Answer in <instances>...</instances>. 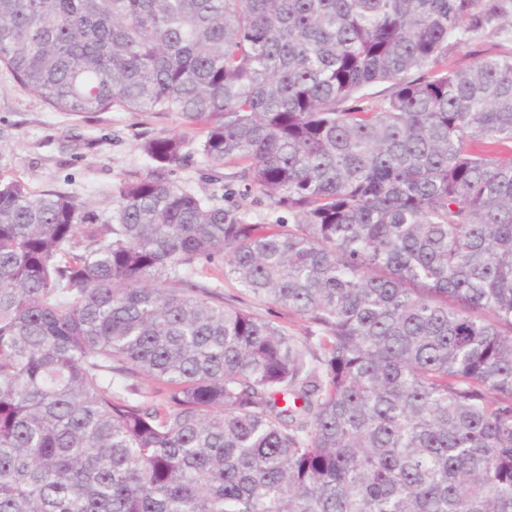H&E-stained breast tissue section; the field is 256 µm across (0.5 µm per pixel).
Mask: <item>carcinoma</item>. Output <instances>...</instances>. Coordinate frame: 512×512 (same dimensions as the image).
<instances>
[{"mask_svg":"<svg viewBox=\"0 0 512 512\" xmlns=\"http://www.w3.org/2000/svg\"><path fill=\"white\" fill-rule=\"evenodd\" d=\"M481 2L0 0L24 87L291 217L176 134L101 212L0 175V512H512V53L440 67ZM216 261L304 333L169 287Z\"/></svg>","mask_w":512,"mask_h":512,"instance_id":"cac0c4a2","label":"carcinoma"}]
</instances>
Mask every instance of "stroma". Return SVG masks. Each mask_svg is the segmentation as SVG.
Wrapping results in <instances>:
<instances>
[{
    "label": "stroma",
    "instance_id": "1",
    "mask_svg": "<svg viewBox=\"0 0 512 512\" xmlns=\"http://www.w3.org/2000/svg\"><path fill=\"white\" fill-rule=\"evenodd\" d=\"M499 4L501 13L477 34L449 44L448 69H464L477 59L512 51V0H482ZM0 127L11 138L0 144V175L23 180L31 191L70 192L89 208L104 209L120 180L145 174L147 161L139 149L143 135L181 134L185 161L175 179L201 195L223 198L232 189L250 222L277 224L285 212L257 193L249 194L239 179L228 178L227 167L213 166L201 154L199 127L183 124L171 112H63L23 88L0 67ZM188 282L207 288L213 301L260 314L288 331L303 334L305 323L288 309L255 298L231 278L220 262L196 265Z\"/></svg>",
    "mask_w": 512,
    "mask_h": 512
}]
</instances>
